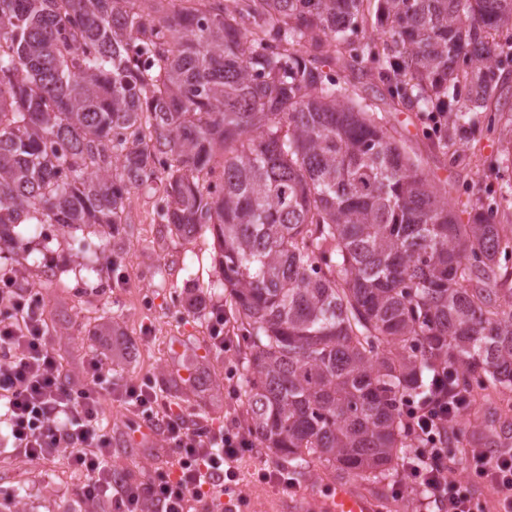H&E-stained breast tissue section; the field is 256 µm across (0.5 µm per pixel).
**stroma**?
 <instances>
[{"label":"stroma","instance_id":"1","mask_svg":"<svg viewBox=\"0 0 512 512\" xmlns=\"http://www.w3.org/2000/svg\"><path fill=\"white\" fill-rule=\"evenodd\" d=\"M389 134L448 196L461 223L512 184V167L494 173L512 152V112L494 128L476 117L467 134L454 138V155L431 148L417 113L389 98L372 99ZM162 184L130 189L127 221L105 233L77 230L60 235L53 227H32L26 251H0V277L42 297L52 348L65 358L73 381H80L85 357H103L113 382L150 383L191 423L216 428L246 422L242 363L248 353L239 324L230 314V296L219 275V249L205 231L177 233L158 213ZM224 311V344L211 338L209 312ZM101 400L112 418V466L130 481L146 479L165 466L162 436L151 430L147 411L123 406L110 392ZM512 436V391L487 390L474 401L451 443L454 475L466 477V451L474 441L503 446ZM242 512H322L336 485L353 482L374 512H443L412 487L396 494L403 469L369 479H349L318 457L295 465L262 447L236 462ZM284 474L293 488L261 481L259 472ZM79 476L65 458L50 463L13 454L0 425V512H101L79 496Z\"/></svg>","mask_w":512,"mask_h":512}]
</instances>
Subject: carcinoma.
I'll list each match as a JSON object with an SVG mask.
<instances>
[{"mask_svg": "<svg viewBox=\"0 0 512 512\" xmlns=\"http://www.w3.org/2000/svg\"><path fill=\"white\" fill-rule=\"evenodd\" d=\"M0 0V245L125 223L164 184L161 221L217 239L250 349L265 447L376 477L410 453L403 400L512 389V236L469 224L324 71L371 77L406 110L504 111L512 0ZM334 55L322 57L324 40Z\"/></svg>", "mask_w": 512, "mask_h": 512, "instance_id": "carcinoma-1", "label": "carcinoma"}]
</instances>
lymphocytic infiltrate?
Returning a JSON list of instances; mask_svg holds the SVG:
<instances>
[{
	"label": "lymphocytic infiltrate",
	"mask_w": 512,
	"mask_h": 512,
	"mask_svg": "<svg viewBox=\"0 0 512 512\" xmlns=\"http://www.w3.org/2000/svg\"><path fill=\"white\" fill-rule=\"evenodd\" d=\"M107 379L102 361L88 357L83 382L74 386L50 346L45 305L41 299L0 283V422L9 429L15 454L38 461L65 455L83 476V501L107 512H220L225 492L238 484L237 459L256 446L254 433L235 427L189 425L146 384L126 382L115 389L118 399L151 412V426L169 446L172 468L132 484L112 471V438L104 426L100 392ZM466 402L439 397L422 405L407 403L405 413L419 446L405 462L408 482L446 503L448 512H483L469 484L487 487L498 512H512V448L490 451L473 444L467 451L469 484L454 478L443 460L436 431L440 423L458 429L470 414Z\"/></svg>",
	"instance_id": "lymphocytic-infiltrate-1"
}]
</instances>
